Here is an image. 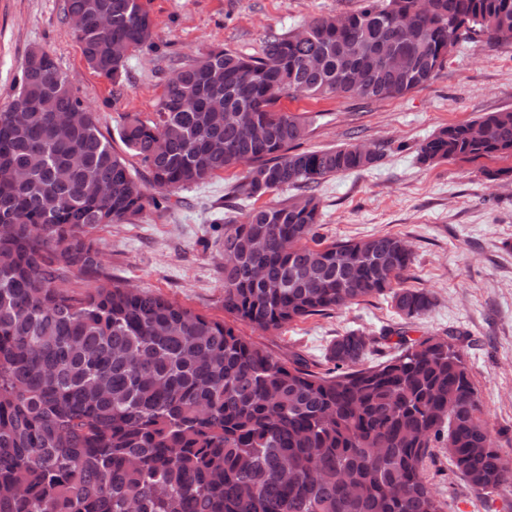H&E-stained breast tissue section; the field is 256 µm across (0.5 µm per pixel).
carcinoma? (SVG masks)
<instances>
[{
	"label": "carcinoma",
	"mask_w": 512,
	"mask_h": 512,
	"mask_svg": "<svg viewBox=\"0 0 512 512\" xmlns=\"http://www.w3.org/2000/svg\"><path fill=\"white\" fill-rule=\"evenodd\" d=\"M87 66L120 82L131 51L155 45L144 0H65ZM307 34L270 36L259 56L210 48L164 83L154 121L119 137L172 192L238 165L243 200L308 193L224 223V312L268 332L361 298L388 295L420 316L430 295L404 287L405 240L316 239L330 176L381 158L348 144L298 151L303 116L278 108L305 94L399 98L433 80L448 53L478 36L512 44V0H364ZM392 52L401 64L381 62ZM21 65L0 110V512H442L423 472L431 449L473 487L512 484L492 446L477 388L453 336L403 342L360 368L349 332L314 372L234 326L102 267L92 231L140 215L147 188L101 132L74 78L44 52ZM85 117L61 138L55 117ZM423 164L512 157V111L450 124L416 148ZM68 273L93 287L56 286Z\"/></svg>",
	"instance_id": "carcinoma-1"
}]
</instances>
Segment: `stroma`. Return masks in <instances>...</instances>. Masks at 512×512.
Masks as SVG:
<instances>
[{
  "label": "stroma",
  "instance_id": "stroma-1",
  "mask_svg": "<svg viewBox=\"0 0 512 512\" xmlns=\"http://www.w3.org/2000/svg\"><path fill=\"white\" fill-rule=\"evenodd\" d=\"M154 23L155 49L133 52L121 84L83 59L65 0H0V109L19 91L21 65L35 49L48 52L75 78L104 135L118 142L130 117L154 118L174 60L211 47L260 55L270 34L296 31L320 16H345L362 0H144ZM309 121L303 149L349 143L382 148L373 167L336 175L315 190L324 241L379 234L404 238L413 264L406 287L428 293L433 305L409 319L386 296L367 297L274 332L240 325L243 336L281 359L299 358L312 370L333 364L326 349L349 332L372 339L365 364L395 353L399 336L454 335L465 352L496 448L512 461V169L511 157L475 162L418 161L419 142L449 124L488 112L512 111V45L477 40L453 49L437 77L403 97L385 100L312 98L280 102ZM242 168L178 190L146 205L125 224L95 230L101 261L131 287L160 293L213 318L224 316V227L218 216L292 197L276 191L241 201L228 198ZM426 476L443 512H512V487L486 493L454 471L448 451L434 449Z\"/></svg>",
  "mask_w": 512,
  "mask_h": 512
}]
</instances>
